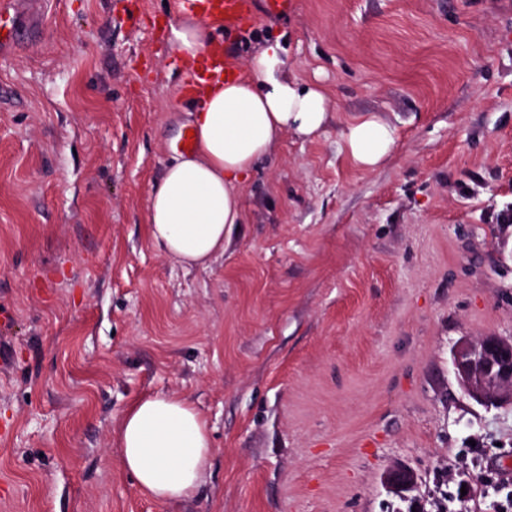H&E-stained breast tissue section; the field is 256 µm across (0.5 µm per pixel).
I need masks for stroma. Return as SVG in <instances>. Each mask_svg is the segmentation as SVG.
<instances>
[{
  "label": "stroma",
  "instance_id": "stroma-1",
  "mask_svg": "<svg viewBox=\"0 0 512 512\" xmlns=\"http://www.w3.org/2000/svg\"><path fill=\"white\" fill-rule=\"evenodd\" d=\"M182 0H47L0 62V512H512V407L458 387L461 338L512 337V0H295L225 34L281 36L337 111L286 135L208 268L146 222L189 100ZM396 130L377 169L342 127ZM188 398L213 452L178 504L143 496L116 429ZM484 495L460 500L461 474ZM386 487L389 492L398 497H407L418 483L417 474L408 468L399 467L391 470L385 477Z\"/></svg>",
  "mask_w": 512,
  "mask_h": 512
}]
</instances>
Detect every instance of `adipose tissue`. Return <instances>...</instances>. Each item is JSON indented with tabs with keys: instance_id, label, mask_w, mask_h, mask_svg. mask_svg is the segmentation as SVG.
Masks as SVG:
<instances>
[{
	"instance_id": "adipose-tissue-1",
	"label": "adipose tissue",
	"mask_w": 512,
	"mask_h": 512,
	"mask_svg": "<svg viewBox=\"0 0 512 512\" xmlns=\"http://www.w3.org/2000/svg\"><path fill=\"white\" fill-rule=\"evenodd\" d=\"M220 26L180 10L171 27L186 63L203 58ZM280 40L250 52L224 83L193 102L194 149L166 166L148 200L150 237L167 259L208 267L222 255L234 225L246 223L242 190L257 165L286 134L318 136L330 123L332 102L319 84L302 80L284 57ZM351 160L373 170L391 153L395 131L382 118L363 116L342 131ZM124 469L140 491L177 503L190 497L209 466L207 423L186 399L166 394L134 401L117 430Z\"/></svg>"
}]
</instances>
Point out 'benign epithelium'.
I'll return each mask as SVG.
<instances>
[{
  "instance_id": "obj_1",
  "label": "benign epithelium",
  "mask_w": 512,
  "mask_h": 512,
  "mask_svg": "<svg viewBox=\"0 0 512 512\" xmlns=\"http://www.w3.org/2000/svg\"><path fill=\"white\" fill-rule=\"evenodd\" d=\"M455 378L466 396L491 409L512 406V339L496 335L462 339L452 350ZM389 492L406 497L418 483L408 468L391 470L385 477Z\"/></svg>"
}]
</instances>
